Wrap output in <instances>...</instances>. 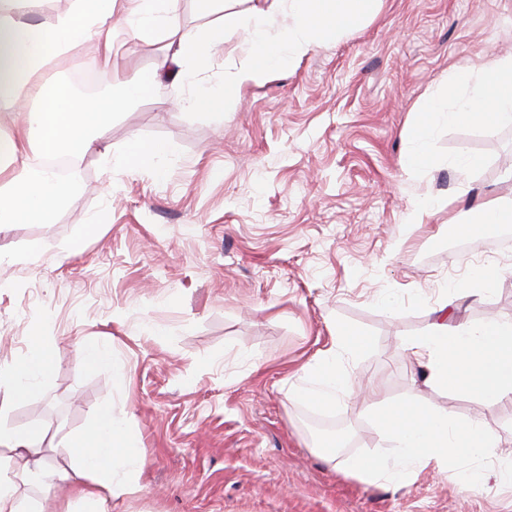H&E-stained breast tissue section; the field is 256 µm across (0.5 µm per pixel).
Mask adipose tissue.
<instances>
[{"instance_id":"1","label":"adipose tissue","mask_w":512,"mask_h":512,"mask_svg":"<svg viewBox=\"0 0 512 512\" xmlns=\"http://www.w3.org/2000/svg\"><path fill=\"white\" fill-rule=\"evenodd\" d=\"M224 13L195 32L181 30L177 0H73L68 12L49 24L25 21L32 0H0V124L17 108L25 117L9 137H0V224L42 223L78 188V172L62 176L47 166L50 157L79 158L90 149L96 129L114 112L142 100L155 84L181 86L179 103L188 112H221L238 102L242 88L295 64L322 43L333 41L373 19L382 0H270L237 9L238 0H195L198 11ZM122 18L129 39L165 42L162 68L135 70L122 78L104 71L107 92L84 96L70 80L46 81V71L65 55L95 42L102 61L112 56L113 18ZM236 39L244 62L219 80L212 79V52ZM442 95L425 98L407 130L412 151L402 161L405 172L425 168L431 157L434 124L493 126L512 122V55L476 68H455L442 79ZM512 224V200L472 208L461 227L477 240L493 226ZM24 360L0 369V415L39 387L56 367L57 349L40 326L27 333ZM372 347L368 337L337 327L330 348L317 355L292 386V400L321 408L353 392L344 358H357ZM425 371L426 385L470 393L486 405L512 403V322L489 319L448 327L433 323L406 345ZM392 443L390 453L352 461L349 471L363 482L400 481L415 470L447 471L451 461L484 456L498 440L480 423L460 421L424 406L418 399H381L372 408ZM45 431L0 427V512H112L113 499L134 493L146 460L137 438L111 409L97 412L81 434L61 443L62 462L42 453ZM66 483L69 503L50 507L19 492L20 485Z\"/></svg>"}]
</instances>
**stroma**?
<instances>
[{
  "label": "stroma",
  "mask_w": 512,
  "mask_h": 512,
  "mask_svg": "<svg viewBox=\"0 0 512 512\" xmlns=\"http://www.w3.org/2000/svg\"><path fill=\"white\" fill-rule=\"evenodd\" d=\"M112 39L115 76L164 62L160 44L130 42L122 27ZM509 53L512 0H383L351 33L244 86L224 113L184 111L168 82L116 113L99 147L119 153L137 138L174 154L108 173L99 147L86 151L79 192L50 221L0 227V251L15 257L0 266V366L25 357L32 323L59 354L0 426L38 424L58 440L111 406L146 459L138 491L112 512H512L509 482L348 475L354 458L390 447L365 401L324 411L288 398L344 325L373 341L347 364L355 386L419 397L499 437L456 470L512 459V404L430 387L405 351L440 308L452 324L490 308L512 320L506 228L477 241L448 230L512 197V122L439 125L430 164L401 168L404 131L448 70ZM473 155L484 165L463 177L455 163ZM430 197L437 206L410 223ZM482 265L501 269L491 290L446 294ZM87 336L108 341L109 366L87 365Z\"/></svg>",
  "instance_id": "35a3bbf8"
}]
</instances>
